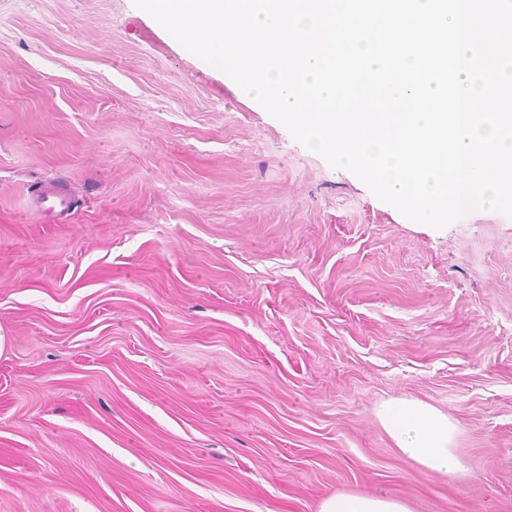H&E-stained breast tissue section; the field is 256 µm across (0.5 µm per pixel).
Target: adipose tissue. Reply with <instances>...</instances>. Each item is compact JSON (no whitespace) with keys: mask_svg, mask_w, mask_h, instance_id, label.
Masks as SVG:
<instances>
[{"mask_svg":"<svg viewBox=\"0 0 512 512\" xmlns=\"http://www.w3.org/2000/svg\"><path fill=\"white\" fill-rule=\"evenodd\" d=\"M376 415L402 457L430 473L455 476L465 472V463L453 448L458 426L446 411L419 400L387 398L378 404ZM319 512L411 510L397 498L336 494L321 502Z\"/></svg>","mask_w":512,"mask_h":512,"instance_id":"adipose-tissue-1","label":"adipose tissue"}]
</instances>
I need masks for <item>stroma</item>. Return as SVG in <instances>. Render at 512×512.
Listing matches in <instances>:
<instances>
[{"label":"stroma","instance_id":"obj_1","mask_svg":"<svg viewBox=\"0 0 512 512\" xmlns=\"http://www.w3.org/2000/svg\"><path fill=\"white\" fill-rule=\"evenodd\" d=\"M0 330V512H512V218H405L133 0H0ZM376 415L402 457L430 473L465 472L453 448L458 426L448 412L419 400L387 398L378 404ZM319 512H411V510L404 501L397 498L336 494L321 502Z\"/></svg>","mask_w":512,"mask_h":512}]
</instances>
